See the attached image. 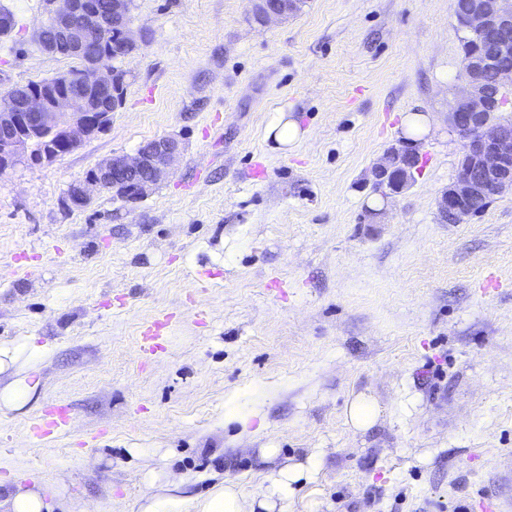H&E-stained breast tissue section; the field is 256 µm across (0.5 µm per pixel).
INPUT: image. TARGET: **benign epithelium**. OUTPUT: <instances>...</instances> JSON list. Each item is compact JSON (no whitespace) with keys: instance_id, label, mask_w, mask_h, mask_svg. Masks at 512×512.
I'll list each match as a JSON object with an SVG mask.
<instances>
[{"instance_id":"obj_1","label":"benign epithelium","mask_w":512,"mask_h":512,"mask_svg":"<svg viewBox=\"0 0 512 512\" xmlns=\"http://www.w3.org/2000/svg\"><path fill=\"white\" fill-rule=\"evenodd\" d=\"M503 0H470L457 19L476 47L464 60L467 87L450 105L448 121L463 139L464 154L473 163L458 172L456 181L438 201L448 222L457 224L475 216L468 202L486 195L494 197L512 187V128L492 125L487 116L503 106L501 93L512 83V63L502 61L512 49V9ZM299 0H252V9L260 21L268 24L285 20L297 10ZM132 0H110L107 9L95 0H49L47 17L33 34L48 53L65 50L80 54L89 34L111 26L128 44H138L142 31L134 28ZM57 32V40L46 39L47 27ZM125 74L100 65L91 74L71 75L63 89L51 97L31 93L25 100L9 96L0 99V170L5 172L26 158L48 164L76 149L107 126L108 114L98 105L110 100L117 109V89L123 87ZM39 147V155L31 146ZM179 155L178 143L158 138L133 157L114 156L102 160L93 171L70 185L68 205L81 208L93 192L111 189L130 199L144 196L171 173ZM413 155V145L401 141L391 147L382 163L375 167L374 186L383 192L402 190L409 180L403 160Z\"/></svg>"}]
</instances>
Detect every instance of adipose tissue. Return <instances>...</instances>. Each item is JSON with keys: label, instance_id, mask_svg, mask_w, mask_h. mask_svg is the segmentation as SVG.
<instances>
[{"label": "adipose tissue", "instance_id": "obj_1", "mask_svg": "<svg viewBox=\"0 0 512 512\" xmlns=\"http://www.w3.org/2000/svg\"><path fill=\"white\" fill-rule=\"evenodd\" d=\"M303 469L293 466L280 470L259 497L245 495L239 488L228 485L217 489L203 506V512H254L255 506L279 505V512H288L297 482L304 478ZM0 507L5 512H51L52 506L40 488L24 487L15 481L0 486Z\"/></svg>", "mask_w": 512, "mask_h": 512}]
</instances>
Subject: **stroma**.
Segmentation results:
<instances>
[{"instance_id":"obj_1","label":"stroma","mask_w":512,"mask_h":512,"mask_svg":"<svg viewBox=\"0 0 512 512\" xmlns=\"http://www.w3.org/2000/svg\"><path fill=\"white\" fill-rule=\"evenodd\" d=\"M0 95L79 67L31 39L46 0H0ZM146 31L108 126L49 164L0 175V480L58 512H200L220 487L262 491L316 458L289 512H512V190L442 222L459 171L448 110L464 85L452 0H306L260 25L249 0H134ZM288 113L299 143L265 138ZM427 117L410 186L372 170ZM179 141L138 199L68 187L103 159ZM161 320L160 346L142 332ZM41 355L31 359L29 346ZM379 416L353 428L346 408ZM68 426L37 439L49 405ZM25 376L22 380L15 381L9 386L0 388V405L7 408H16L24 404L29 395L33 393L38 385L37 382L32 383V378ZM376 413L377 407L371 399L363 396L357 397L348 408L349 422L355 428L363 429L371 424Z\"/></svg>"}]
</instances>
